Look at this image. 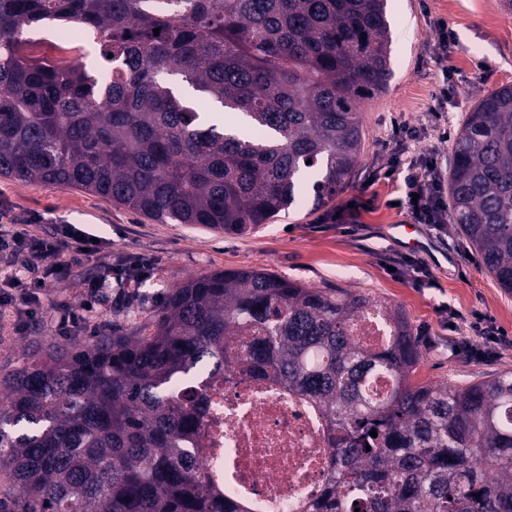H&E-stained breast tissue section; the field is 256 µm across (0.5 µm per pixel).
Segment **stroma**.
<instances>
[{
	"instance_id": "35a3bbf8",
	"label": "stroma",
	"mask_w": 512,
	"mask_h": 512,
	"mask_svg": "<svg viewBox=\"0 0 512 512\" xmlns=\"http://www.w3.org/2000/svg\"><path fill=\"white\" fill-rule=\"evenodd\" d=\"M393 76L386 91L360 105L364 146L352 181L323 207L312 198L245 235L216 233L197 224H161L79 188L0 176V225L25 215L39 217L33 232L52 233L77 224L104 237L103 259L141 255L151 266L139 286L113 287L94 304L76 332L82 340L110 322L123 334L152 332L153 314L172 290L216 270L261 268L308 288L366 291L398 305L421 343L418 376L457 385L512 371V293L472 255L452 224L421 225L426 245L411 248L388 232L411 223L402 179L384 178L397 140L396 127H415L414 154L432 155L448 169V151L465 112L489 91L512 84V13L499 0H387ZM454 34L448 62L437 61L439 22ZM74 283L46 289L38 330H21L16 311L0 306V367L16 362L35 335H58L60 316L78 305ZM491 318L506 340L460 351L475 315Z\"/></svg>"
}]
</instances>
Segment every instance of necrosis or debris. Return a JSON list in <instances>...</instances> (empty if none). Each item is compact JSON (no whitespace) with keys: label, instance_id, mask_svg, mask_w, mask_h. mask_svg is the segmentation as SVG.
<instances>
[{"label":"necrosis or debris","instance_id":"obj_1","mask_svg":"<svg viewBox=\"0 0 512 512\" xmlns=\"http://www.w3.org/2000/svg\"><path fill=\"white\" fill-rule=\"evenodd\" d=\"M248 342L232 343L234 364L206 390L190 446L217 493L255 512H303L334 477L326 421L314 401L247 369Z\"/></svg>","mask_w":512,"mask_h":512}]
</instances>
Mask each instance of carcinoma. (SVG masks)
I'll return each mask as SVG.
<instances>
[{
    "instance_id": "cac0c4a2",
    "label": "carcinoma",
    "mask_w": 512,
    "mask_h": 512,
    "mask_svg": "<svg viewBox=\"0 0 512 512\" xmlns=\"http://www.w3.org/2000/svg\"><path fill=\"white\" fill-rule=\"evenodd\" d=\"M45 21L98 36L107 68L24 55ZM390 55L386 0H0V176L248 234L305 183L317 206L345 187ZM448 213L512 293L511 84L458 127ZM371 308L378 349L348 329ZM153 319L147 336H41L0 372V512H245L192 474L188 444L233 337L252 334L251 365L326 414L336 479L305 512H512V372L412 382L418 344L388 301L243 268L187 280Z\"/></svg>"
}]
</instances>
